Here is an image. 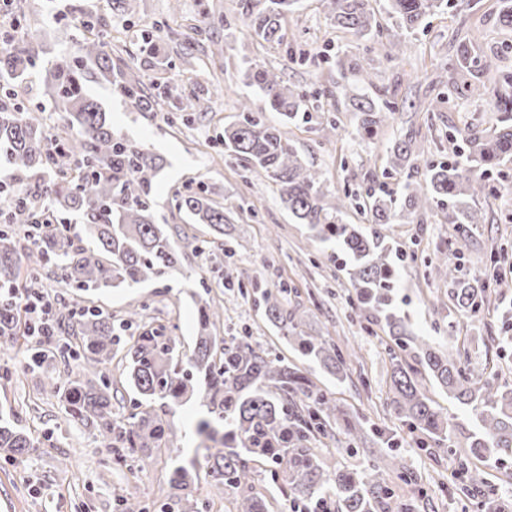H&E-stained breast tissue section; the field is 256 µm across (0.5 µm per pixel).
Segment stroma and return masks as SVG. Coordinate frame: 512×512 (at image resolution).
<instances>
[{"mask_svg":"<svg viewBox=\"0 0 512 512\" xmlns=\"http://www.w3.org/2000/svg\"><path fill=\"white\" fill-rule=\"evenodd\" d=\"M36 8L35 24L42 34L46 58L59 51L80 56L84 33L75 12L104 18L112 28L113 49L125 50L128 68L146 84L171 92L161 112L143 116L115 87L87 75L86 93L93 98L114 134L160 155L165 167L157 179L155 209L162 222L205 235L202 224L189 223L175 205L174 192L186 185L204 186L209 197L223 203L228 219V252L212 257L186 249L183 265L167 279L148 281L135 288H108L100 298L104 311L121 317L129 309L147 305L152 324H176L179 350L191 353L198 330V308L207 297L224 304L219 333L225 338L249 336L263 347L308 371L324 386L348 417H361L369 426L394 435L396 448L379 444H349L344 422H337L334 440L314 443L315 452L332 469L363 472L382 463L390 453L402 459L404 472L388 474L393 499L415 502L417 512H479L476 497L458 494L462 461L453 452H429L415 444L407 427L391 406L390 338L381 326L356 316L349 298L351 282L338 272L336 246L313 238L306 225L297 223L282 204L275 188L254 180L241 162L224 150V128L239 121V94H248L252 115L284 129L307 163L319 170L329 196L371 186L402 192L404 184L422 187L430 166L447 161L449 126L468 134L491 130L498 117L487 100L447 96V81L456 48L467 43L494 57L499 69L512 72V31L497 21L500 0H448L443 12L428 18L411 37L412 54L387 58L382 48L336 30L323 0H302L286 21L284 45L258 39L240 14L239 0H140L130 21L113 18L107 0H30ZM224 18L230 28H202L205 18ZM163 22L179 33L178 41L157 46L160 57L191 56L193 72L182 67L157 71L149 67L136 47L143 25ZM224 47L222 57H211V40ZM303 51V62L286 63L287 50ZM362 65L369 81L352 74ZM257 65L283 69L284 80L306 93L307 119L291 124L268 106L263 95L246 89L243 72ZM229 85L230 93L216 99L211 111L182 117L178 107L184 95H206L209 75ZM364 94L377 102H391L396 113L389 126L367 135L357 133L349 98ZM414 135V157L391 171L389 147L405 133ZM489 194L481 205L484 224L472 229L458 256L464 272L482 276L491 250L501 252L499 267H512V163L487 176ZM403 258L396 266L395 303L408 315L416 335L441 343L440 328L454 324L456 342L472 363L497 370L512 384V344L486 348L488 329L499 327L502 317L512 318V289L496 307L475 315H458L448 299V284L429 275L427 264L447 249L457 233L443 210L421 211L401 218L387 230ZM291 290L303 329L310 336H326L338 345L358 347L344 380L325 373L300 355L267 321L258 301L262 292L280 284ZM25 345L0 347V415L21 412L22 423L44 438L37 453L24 462L0 454V512H116L118 496L148 503L150 512H162L168 480L179 465L195 463L205 472L204 452L198 446L195 425L203 414L199 396L187 397L174 410L177 449L139 467L109 461L104 443L87 438L60 412L57 402L22 412L23 401L37 399L41 375H20Z\"/></svg>","mask_w":512,"mask_h":512,"instance_id":"stroma-1","label":"stroma"}]
</instances>
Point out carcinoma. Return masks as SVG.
Returning a JSON list of instances; mask_svg holds the SVG:
<instances>
[{
    "label": "carcinoma",
    "instance_id": "1",
    "mask_svg": "<svg viewBox=\"0 0 512 512\" xmlns=\"http://www.w3.org/2000/svg\"><path fill=\"white\" fill-rule=\"evenodd\" d=\"M300 0H240L241 14L261 40L280 45L283 25ZM387 12L398 20L399 32L391 35L388 52L405 54L412 49L408 36L437 12L442 0H386ZM336 29L354 36L380 34L368 0H328ZM79 25L94 31L84 39L83 57L106 82L116 85L140 112H158L159 97L147 92L141 80L112 61L103 50L112 34L96 30L97 21L77 17ZM28 27L27 38L5 49L0 56V78H15L35 69L44 80L45 95L65 121L49 127L42 117L19 97L14 86L0 82V157L11 173L3 180L0 194V345H11L23 336L15 290L20 286L21 235L34 249L30 264L49 273L54 282L86 292L123 285L131 288L156 280L181 265L183 252L158 223L153 206L156 178L163 160L156 154L112 134L106 114L84 92L85 75L65 55L52 61L42 53L38 30L22 14L15 23ZM177 32H162L158 26L141 30L140 52L151 55L157 39H173ZM494 63L462 45L456 53L455 69L472 73L492 70ZM270 105L289 120L305 111L306 95L291 87L282 75L254 67L245 74ZM448 94L482 99L489 95L501 112L496 127L484 136L448 130L452 160L428 169L426 187L405 186L402 201L384 188L369 190L363 210L378 228L368 232L359 224L344 221L347 192L333 202L326 193L318 170L309 166L286 133L275 126L246 118L224 128V149L244 163L262 181L277 187L288 212L306 224L320 242H334L346 258L344 269L355 291L353 309L366 314L387 329L394 346L391 406L410 432L425 438L421 445L446 451L462 449L464 458L505 460L512 458V386L500 383L498 375L470 360L455 348L454 326H448V348L438 353L428 340L415 336L395 306L393 288L397 253L382 232L393 224L398 212L409 215L433 207L448 208L450 224H483L484 211L477 201L486 192L484 174L512 159V73H500L494 85L484 82L448 84ZM357 131L371 134L387 124L395 106H380L364 95L352 96ZM412 133L396 139L390 148L391 167L396 169L412 155ZM179 209L194 223L206 224L217 235L224 234V206L204 189L175 192ZM78 212L91 237L88 244L74 240L65 231L43 233L39 217ZM430 266L448 278L450 298L456 312H478L497 289L509 287L503 278L487 280L467 277L443 254ZM288 289L266 292L261 304L268 320L283 337L297 345L326 372L341 380L348 364L357 359L353 348L342 350L320 336H307L302 318L288 308L282 297ZM224 317L222 306L200 308L199 336L192 354L178 350V337L164 325L144 326L126 349L128 387L139 399L125 419L112 417V379L108 365L116 355L112 314L95 306L53 310L57 334L75 336V341L57 345L59 356L74 367L53 375L44 368L45 354L34 352L24 372L45 376L43 392L58 400L65 413L89 435L115 439L121 447L111 449L112 463L146 464L155 453L175 446L177 434L171 420L155 410L142 409L143 402L171 407L186 395L197 393V380L205 381L200 393L205 412L196 423L200 447L207 451L210 485L233 498L235 512H271L272 503L256 490L252 463L261 459L274 466V476L288 489L291 503L304 512H397L388 492L386 477L374 465L366 473L330 471L314 453L311 444L332 436L342 411L336 400L314 382L308 373L288 365L286 358L252 343L248 336L226 340L218 335L217 323ZM427 372L448 398L470 412L477 430L464 433L449 423L422 381ZM357 417L347 421L345 434L355 443L380 431L365 429ZM40 440L23 427L0 425V450L6 457L24 461L39 448ZM460 490L465 494L486 485L483 472L464 466ZM198 474L186 466L176 467L169 480V512H202L191 486Z\"/></svg>",
    "mask_w": 512,
    "mask_h": 512
}]
</instances>
